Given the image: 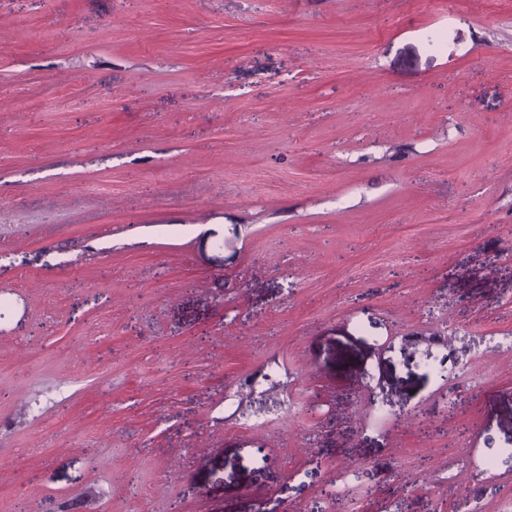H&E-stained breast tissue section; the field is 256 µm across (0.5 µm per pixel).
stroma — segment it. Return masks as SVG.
Returning a JSON list of instances; mask_svg holds the SVG:
<instances>
[{"mask_svg":"<svg viewBox=\"0 0 512 512\" xmlns=\"http://www.w3.org/2000/svg\"><path fill=\"white\" fill-rule=\"evenodd\" d=\"M500 336L512 0H0V512H498ZM438 338L439 340L435 344L437 347L433 349V354L431 356L421 354L419 362L428 370L441 376L456 362L452 356L454 350L450 338L446 336H438Z\"/></svg>","mask_w":512,"mask_h":512,"instance_id":"1","label":"stroma"}]
</instances>
